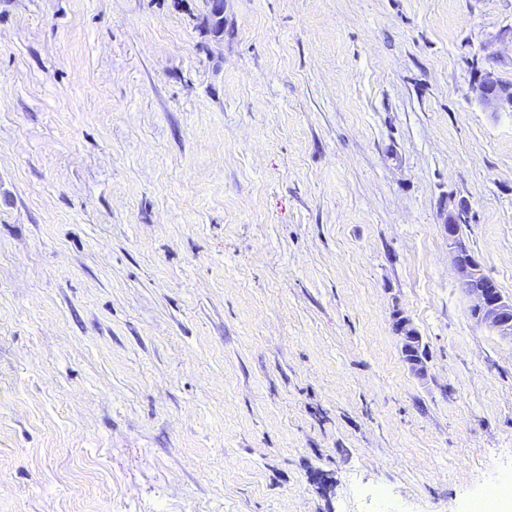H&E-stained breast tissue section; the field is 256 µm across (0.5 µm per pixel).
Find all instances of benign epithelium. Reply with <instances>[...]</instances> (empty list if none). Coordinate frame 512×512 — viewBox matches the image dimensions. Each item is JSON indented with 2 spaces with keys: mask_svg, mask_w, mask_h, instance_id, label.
Returning <instances> with one entry per match:
<instances>
[{
  "mask_svg": "<svg viewBox=\"0 0 512 512\" xmlns=\"http://www.w3.org/2000/svg\"><path fill=\"white\" fill-rule=\"evenodd\" d=\"M477 91L483 106L494 111H512V83L501 80L496 73L486 68L479 76ZM448 249L461 288L472 299L471 312L478 324L501 337L512 339V300L500 290L481 281L483 271L476 258L463 251L456 243L458 235L457 218L446 221ZM393 330L401 344L403 361L409 372L421 382L427 381V361L412 353V345L421 342L422 337L413 321L398 313L395 315Z\"/></svg>",
  "mask_w": 512,
  "mask_h": 512,
  "instance_id": "obj_1",
  "label": "benign epithelium"
}]
</instances>
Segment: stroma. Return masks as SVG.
Segmentation results:
<instances>
[{"label":"stroma","instance_id":"stroma-1","mask_svg":"<svg viewBox=\"0 0 512 512\" xmlns=\"http://www.w3.org/2000/svg\"><path fill=\"white\" fill-rule=\"evenodd\" d=\"M203 15L0 0V512H467L512 340L444 224L512 298V0ZM477 91L483 106L494 111H512V83L501 80L492 69L482 71ZM445 223L449 254L461 288L473 301L472 314L478 324L489 332L512 339V300L499 289L490 287L485 280L479 286H474L483 276L481 265L472 254L457 245V217L447 219ZM393 330L400 341L403 361L409 372L419 381H427L429 377L427 361L417 355L416 352H412L411 348L412 345L422 340L413 321L407 316L397 313L394 318Z\"/></svg>","mask_w":512,"mask_h":512}]
</instances>
